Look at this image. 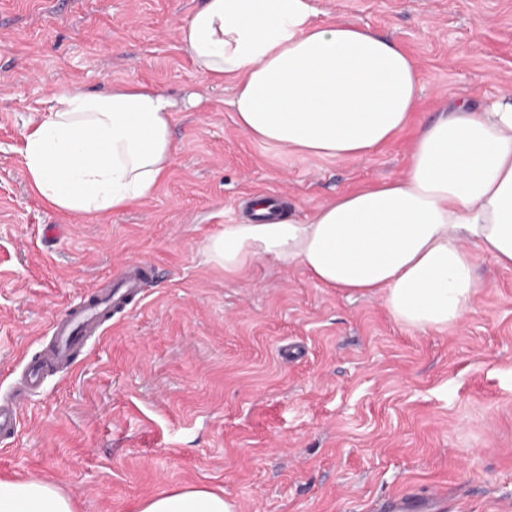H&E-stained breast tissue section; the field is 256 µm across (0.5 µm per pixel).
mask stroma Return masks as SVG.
Wrapping results in <instances>:
<instances>
[{
  "mask_svg": "<svg viewBox=\"0 0 512 512\" xmlns=\"http://www.w3.org/2000/svg\"><path fill=\"white\" fill-rule=\"evenodd\" d=\"M323 22L396 41L420 69L416 121L512 86V0H312ZM203 0H0V398L84 289L151 262L136 308L49 375L0 442V478L50 482L76 512H137L177 489L236 512H512V269L478 257L464 318L413 330L298 265L238 273L203 246L253 197L305 220L402 175L413 129L373 155H301L248 137L232 83L199 75L179 27ZM149 86L177 104L154 194L71 215L31 189L21 149L54 95ZM55 238H47L49 226Z\"/></svg>",
  "mask_w": 512,
  "mask_h": 512,
  "instance_id": "1",
  "label": "stroma"
}]
</instances>
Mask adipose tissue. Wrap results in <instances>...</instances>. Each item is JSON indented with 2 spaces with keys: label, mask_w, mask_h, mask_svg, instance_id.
Here are the masks:
<instances>
[{
  "label": "adipose tissue",
  "mask_w": 512,
  "mask_h": 512,
  "mask_svg": "<svg viewBox=\"0 0 512 512\" xmlns=\"http://www.w3.org/2000/svg\"><path fill=\"white\" fill-rule=\"evenodd\" d=\"M195 70L231 80L249 137L291 151L360 158L407 127L420 73L391 39L350 22L322 24L310 0H205L180 27ZM176 104L145 86L70 90L24 136L32 190L68 213L104 215L150 197L175 150ZM255 216L210 237L208 261L235 272L264 258L306 269L350 297H382L403 325L443 328L477 290L474 252L512 269V92L482 111L449 102L414 137L400 177L319 204L303 222ZM0 512H75L39 479H0ZM138 512H236L223 494L182 489Z\"/></svg>",
  "instance_id": "ef3b65f1"
}]
</instances>
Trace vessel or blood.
<instances>
[{
	"label": "vessel or blood",
	"mask_w": 512,
	"mask_h": 512,
	"mask_svg": "<svg viewBox=\"0 0 512 512\" xmlns=\"http://www.w3.org/2000/svg\"><path fill=\"white\" fill-rule=\"evenodd\" d=\"M126 275L110 291L84 292L79 303L57 316L50 327L53 346L31 365L12 400L0 403V438L14 437L30 392L42 383L45 373L69 367L87 337L99 334L112 315L123 312L141 295L144 281L153 267L145 261L126 263Z\"/></svg>",
	"instance_id": "obj_1"
}]
</instances>
